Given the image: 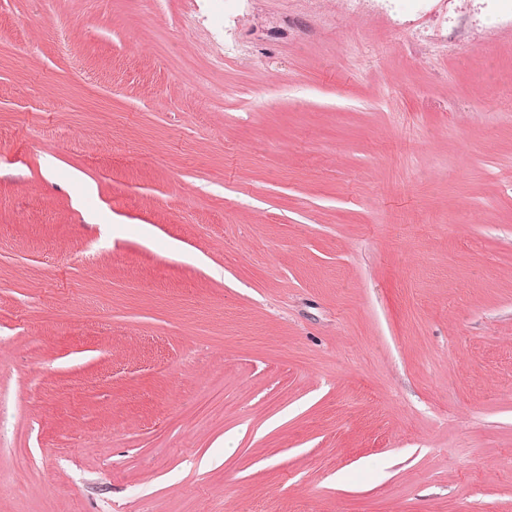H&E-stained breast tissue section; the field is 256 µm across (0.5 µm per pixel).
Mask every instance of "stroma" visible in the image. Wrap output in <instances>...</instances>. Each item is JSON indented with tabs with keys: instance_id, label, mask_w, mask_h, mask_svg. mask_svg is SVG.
I'll use <instances>...</instances> for the list:
<instances>
[{
	"instance_id": "1",
	"label": "stroma",
	"mask_w": 512,
	"mask_h": 512,
	"mask_svg": "<svg viewBox=\"0 0 512 512\" xmlns=\"http://www.w3.org/2000/svg\"><path fill=\"white\" fill-rule=\"evenodd\" d=\"M0 512H512V0H0Z\"/></svg>"
}]
</instances>
